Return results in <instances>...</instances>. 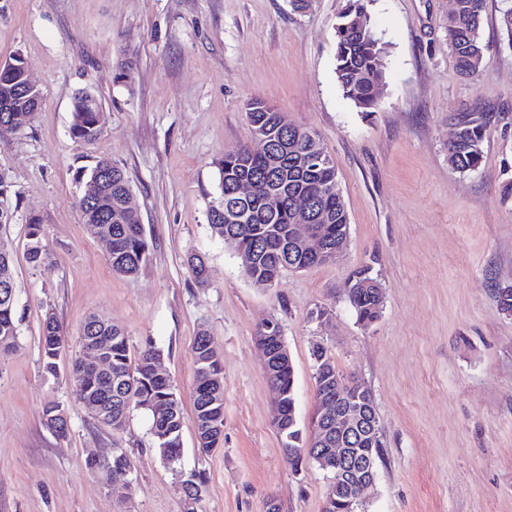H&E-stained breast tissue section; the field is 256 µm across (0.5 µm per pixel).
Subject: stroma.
I'll return each instance as SVG.
<instances>
[{
    "label": "stroma",
    "instance_id": "obj_1",
    "mask_svg": "<svg viewBox=\"0 0 512 512\" xmlns=\"http://www.w3.org/2000/svg\"><path fill=\"white\" fill-rule=\"evenodd\" d=\"M346 0H0V59L21 54L43 98L29 125L0 138L11 184L10 224L21 318L17 347L0 356V512H184V481L203 473L194 512H322L328 476L294 472L273 425L274 397L255 342L279 322L295 369L296 414L316 407L311 349L374 395L383 448L365 512H512V314L497 306L512 286V42L501 0H485L484 66L460 77L448 47V0H369L387 44L378 112L347 100L335 76V24ZM131 76L116 77L118 62ZM82 89L104 109L94 144L70 135ZM273 103L314 131L333 159L350 218L339 261L287 271L254 286L215 237L208 209L225 154L252 140L245 105ZM489 113L478 172L448 161L450 118ZM105 156L127 174L151 239L137 274L113 272L104 243L78 207L79 170ZM36 215L55 262L26 261V219ZM203 257L208 282L188 265ZM370 266L384 290L374 323L357 322L352 274ZM330 320L313 319L316 307ZM54 313L70 345L44 372L40 334ZM104 316L131 346L152 343L181 401L183 455L164 463L147 418L122 431L98 422L72 394L76 339ZM208 330L223 360L224 440L196 450L191 346ZM63 404L70 433L44 423ZM125 451L134 461L127 499L113 498L91 457Z\"/></svg>",
    "mask_w": 512,
    "mask_h": 512
}]
</instances>
